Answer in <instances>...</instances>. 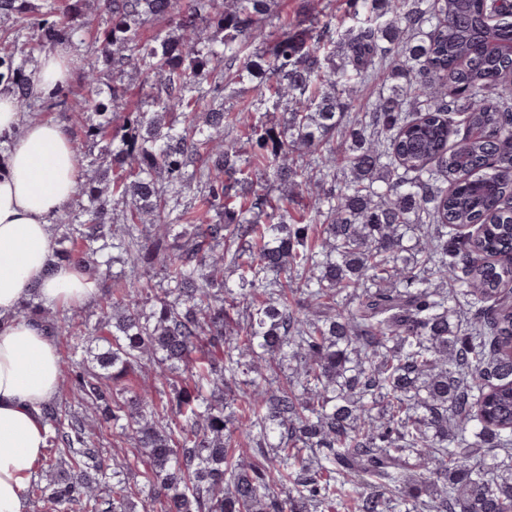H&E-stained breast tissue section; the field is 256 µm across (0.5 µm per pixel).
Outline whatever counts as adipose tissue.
<instances>
[{
    "instance_id": "ef3b65f1",
    "label": "adipose tissue",
    "mask_w": 512,
    "mask_h": 512,
    "mask_svg": "<svg viewBox=\"0 0 512 512\" xmlns=\"http://www.w3.org/2000/svg\"><path fill=\"white\" fill-rule=\"evenodd\" d=\"M72 74L68 51L51 49L30 91L47 98ZM82 181L66 125L23 115L0 87V512H30L26 487L47 447L41 407L61 386L55 340L20 310L32 298L55 310L96 295L93 280L55 256L56 219Z\"/></svg>"
}]
</instances>
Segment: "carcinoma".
<instances>
[{
  "mask_svg": "<svg viewBox=\"0 0 512 512\" xmlns=\"http://www.w3.org/2000/svg\"><path fill=\"white\" fill-rule=\"evenodd\" d=\"M277 4L0 0V84L22 112L72 113L94 170L57 259L111 288L93 326L20 310L89 355L61 363L84 411L42 408V512H135L106 481L126 442L143 512H318L338 491L355 512H512V268L493 260L512 254V58L487 47L512 42V4L347 0L345 31L316 16L245 53ZM57 44L83 58L75 103L29 93L27 61ZM376 79L394 84L354 108ZM245 80L256 99L224 108ZM460 113L483 135L450 146ZM278 181L308 194L305 221Z\"/></svg>",
  "mask_w": 512,
  "mask_h": 512,
  "instance_id": "obj_1",
  "label": "carcinoma"
}]
</instances>
